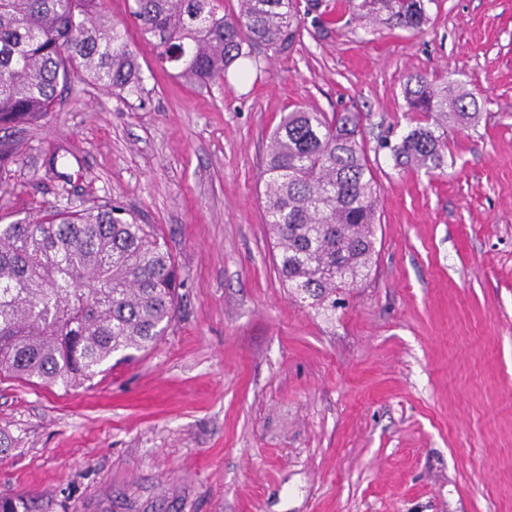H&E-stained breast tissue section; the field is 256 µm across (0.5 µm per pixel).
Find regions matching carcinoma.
I'll return each mask as SVG.
<instances>
[{"label":"carcinoma","instance_id":"cac0c4a2","mask_svg":"<svg viewBox=\"0 0 512 512\" xmlns=\"http://www.w3.org/2000/svg\"><path fill=\"white\" fill-rule=\"evenodd\" d=\"M214 0H133L131 14L162 67L196 85L224 78L253 43L278 44L293 0H240L218 15ZM97 0H0V125L36 121L60 88L89 78L117 97L142 76L125 32ZM364 17L418 29L423 0H360ZM410 111L421 119L392 146L396 161L431 172L448 149V127L477 116L475 97L454 81L412 75ZM359 121L349 112L295 108L272 130L261 170L269 233L280 273L322 309L365 281L375 256L377 185ZM180 274L156 227L106 202L0 224V378L65 388L101 366L131 362L174 320Z\"/></svg>","mask_w":512,"mask_h":512}]
</instances>
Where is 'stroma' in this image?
I'll list each match as a JSON object with an SVG mask.
<instances>
[{"mask_svg": "<svg viewBox=\"0 0 512 512\" xmlns=\"http://www.w3.org/2000/svg\"><path fill=\"white\" fill-rule=\"evenodd\" d=\"M411 29L296 0L293 38L199 88L130 14L140 94L88 81L0 128V224L111 201L184 278L165 336L82 386L0 380V496L19 512H512V0H423ZM471 92L440 169L397 165L409 75ZM297 106L355 112L376 261L336 311L288 288L259 179Z\"/></svg>", "mask_w": 512, "mask_h": 512, "instance_id": "1", "label": "stroma"}]
</instances>
